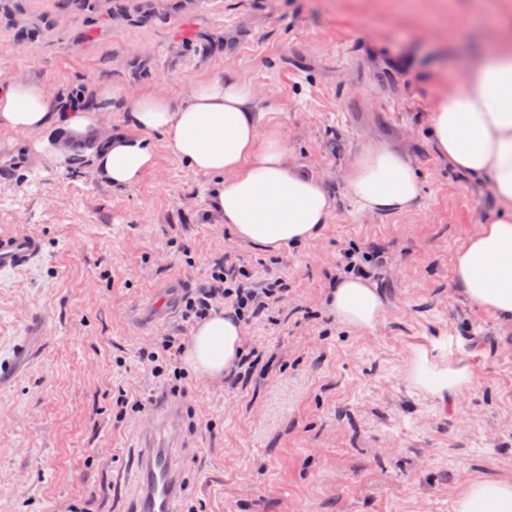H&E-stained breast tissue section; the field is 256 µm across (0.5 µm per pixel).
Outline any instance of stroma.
Segmentation results:
<instances>
[{"instance_id":"35a3bbf8","label":"stroma","mask_w":512,"mask_h":512,"mask_svg":"<svg viewBox=\"0 0 512 512\" xmlns=\"http://www.w3.org/2000/svg\"><path fill=\"white\" fill-rule=\"evenodd\" d=\"M512 19V0H0V82L40 81L50 96L95 95L116 106L83 141L80 164L39 152L38 134L0 129V232L44 242L28 269L0 275V359L31 323L43 344L0 386V512H128L137 424L112 400L161 399L181 409L186 490L177 512H453L467 480L512 479V325L469 303L453 259L493 202L449 169L426 136L436 93L484 40L470 17ZM250 84L263 126L283 132L292 160L333 200L312 241L271 252L211 217L214 176L193 171L150 134L155 165L115 188L89 154L103 134L136 136L124 105L172 96L199 80ZM381 142L417 162L407 212L370 217L343 191L349 160ZM234 245L252 287L286 285L276 321L244 326L256 371L221 381L186 375L179 392L140 358L156 337L190 340L182 314L138 323L156 285L206 283ZM356 246L381 261L373 331L327 307L336 263ZM416 347L446 348L474 373L438 398L407 381Z\"/></svg>"}]
</instances>
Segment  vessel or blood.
<instances>
[{
  "mask_svg": "<svg viewBox=\"0 0 512 512\" xmlns=\"http://www.w3.org/2000/svg\"><path fill=\"white\" fill-rule=\"evenodd\" d=\"M43 252V240L30 232L0 233V271H18L36 262ZM185 288L180 280L161 288L145 320L157 324L172 318ZM42 346L38 336H26L12 355L0 362V380L12 378L21 366L29 364ZM179 408L163 402L150 410L149 428L139 430L136 495L131 512H176L175 506L185 490L179 463L177 435Z\"/></svg>",
  "mask_w": 512,
  "mask_h": 512,
  "instance_id": "1",
  "label": "vessel or blood"
}]
</instances>
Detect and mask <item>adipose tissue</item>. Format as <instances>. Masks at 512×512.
Returning <instances> with one entry per match:
<instances>
[{
  "label": "adipose tissue",
  "instance_id": "1",
  "mask_svg": "<svg viewBox=\"0 0 512 512\" xmlns=\"http://www.w3.org/2000/svg\"><path fill=\"white\" fill-rule=\"evenodd\" d=\"M489 34L484 52L466 57L463 76L436 96L427 124L437 155L456 173L486 185L495 207L458 249L455 287L471 304L512 324V25L490 24ZM127 109L141 136H113L94 152L99 177L113 187L136 184L154 165L147 135L158 132L192 170L216 176L212 208L238 238L276 251L315 239L328 223L332 201L321 179L290 161L278 129L262 128L263 114L250 85L203 80L180 98L159 92L131 96ZM111 111L108 90L81 110L55 112L43 84H0V128L6 130L61 128L80 136ZM343 188L369 216L405 212L420 196L413 156L384 143L354 154ZM327 302L340 323L361 331L375 329L383 312L375 285L360 277L337 279ZM242 340V325L231 310L212 313L194 328L183 362L200 378L219 379L239 359ZM408 379L441 398L468 389L474 376L462 361L416 348ZM454 512H512V480L465 481Z\"/></svg>",
  "mask_w": 512,
  "mask_h": 512
}]
</instances>
